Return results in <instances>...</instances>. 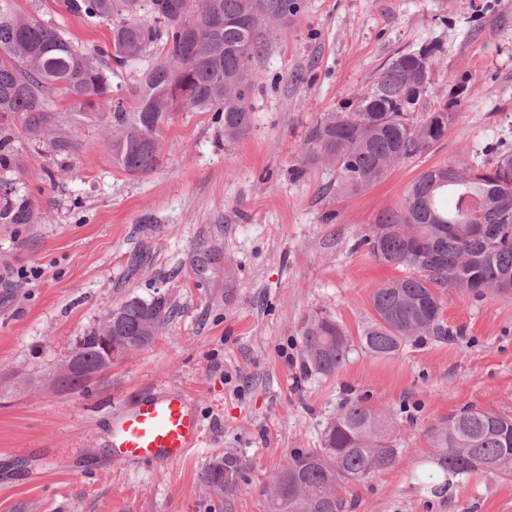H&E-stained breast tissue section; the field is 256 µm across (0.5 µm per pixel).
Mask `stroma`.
Masks as SVG:
<instances>
[{"label":"stroma","instance_id":"stroma-1","mask_svg":"<svg viewBox=\"0 0 512 512\" xmlns=\"http://www.w3.org/2000/svg\"><path fill=\"white\" fill-rule=\"evenodd\" d=\"M80 50L107 49L108 20L57 0H16ZM251 63L250 124L228 140L212 113H174L160 163L130 175L112 162L108 122L72 125L73 149L17 130L0 189V512H267L263 492L294 452L319 447L345 406L393 421L399 464L340 492L347 512H512V477L479 472L432 490L433 428L471 407L512 417V296L441 294V336L379 359L357 338L372 293L400 270L363 245L424 170L483 165L512 150V0H304L288 30H264ZM436 47L419 112L447 105V136L357 195L304 162L323 113L346 112L390 58ZM40 270L39 278L23 271ZM163 294L156 341L91 382L61 390L51 373L108 308ZM330 312L351 336L336 374L304 372L301 322ZM158 387L196 399L203 432L175 464L112 465V414ZM240 458L238 489L202 472Z\"/></svg>","mask_w":512,"mask_h":512}]
</instances>
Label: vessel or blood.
Here are the masks:
<instances>
[{"label":"vessel or blood","mask_w":512,"mask_h":512,"mask_svg":"<svg viewBox=\"0 0 512 512\" xmlns=\"http://www.w3.org/2000/svg\"><path fill=\"white\" fill-rule=\"evenodd\" d=\"M200 429L195 400L188 393L160 389L141 395L112 416V464L180 462L195 448Z\"/></svg>","instance_id":"obj_1"}]
</instances>
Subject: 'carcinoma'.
I'll return each mask as SVG.
<instances>
[{
  "label": "carcinoma",
  "instance_id": "cac0c4a2",
  "mask_svg": "<svg viewBox=\"0 0 512 512\" xmlns=\"http://www.w3.org/2000/svg\"><path fill=\"white\" fill-rule=\"evenodd\" d=\"M88 20L118 18L108 56L119 67L143 61L161 47L163 58L142 70L133 107L112 96L97 57L80 51L50 25L24 16L15 0H0V167H7L16 124L39 138L51 129L57 101H69L70 117L100 112L112 127V160L126 173L146 174L170 114L197 109L216 113L224 137L249 125V65L265 50L262 21L286 29L303 0H58ZM436 48L393 57L376 87L349 112H327L309 131L304 160L336 167V192L360 193L383 181L407 159L440 143L452 113L439 106L413 116L424 72ZM362 242L386 265L407 270L373 291L375 315L359 336L369 354L387 358L412 339L439 335L440 294L447 288L482 296L512 294V152L483 166L437 165L410 184L401 205L380 213ZM164 300L132 298L112 322V343L135 353L151 346L168 318ZM303 366L322 376L345 363L350 337L328 312L308 315L300 328ZM84 369L100 364L96 341L75 345ZM432 458L441 473L488 470L512 476V418L468 408L433 429ZM384 413L351 403L324 432L321 446L292 454L274 476L268 512H344L339 489L366 482L402 458ZM239 458L207 467L203 483L224 493L237 488Z\"/></svg>",
  "mask_w": 512,
  "mask_h": 512
}]
</instances>
